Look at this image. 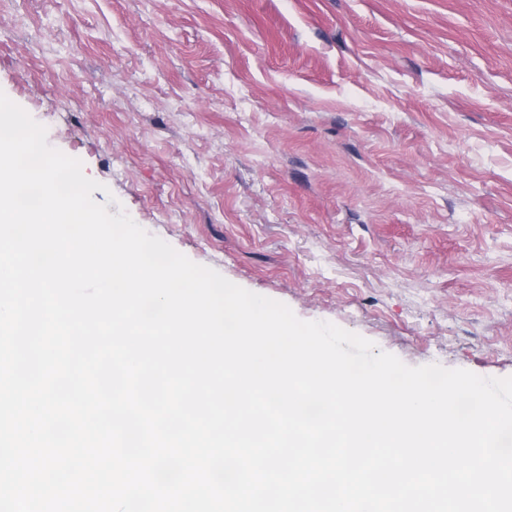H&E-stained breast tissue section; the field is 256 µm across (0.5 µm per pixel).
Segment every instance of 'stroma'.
Segmentation results:
<instances>
[{
	"mask_svg": "<svg viewBox=\"0 0 512 512\" xmlns=\"http://www.w3.org/2000/svg\"><path fill=\"white\" fill-rule=\"evenodd\" d=\"M0 91L194 263L512 377V0H0Z\"/></svg>",
	"mask_w": 512,
	"mask_h": 512,
	"instance_id": "stroma-1",
	"label": "stroma"
}]
</instances>
